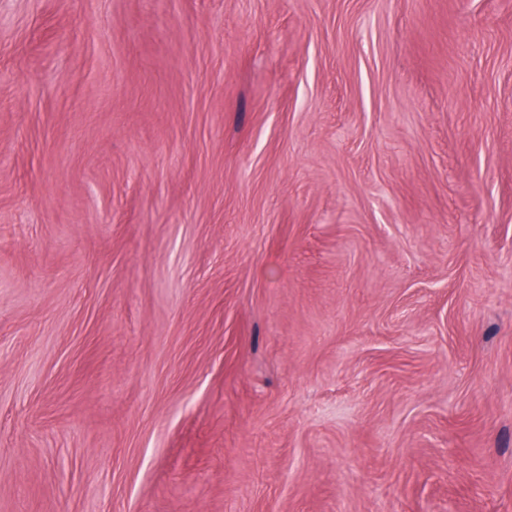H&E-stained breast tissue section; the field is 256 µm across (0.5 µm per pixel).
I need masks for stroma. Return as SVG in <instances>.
Returning <instances> with one entry per match:
<instances>
[{"mask_svg":"<svg viewBox=\"0 0 512 512\" xmlns=\"http://www.w3.org/2000/svg\"><path fill=\"white\" fill-rule=\"evenodd\" d=\"M0 512H512V0H0Z\"/></svg>","mask_w":512,"mask_h":512,"instance_id":"1","label":"stroma"}]
</instances>
